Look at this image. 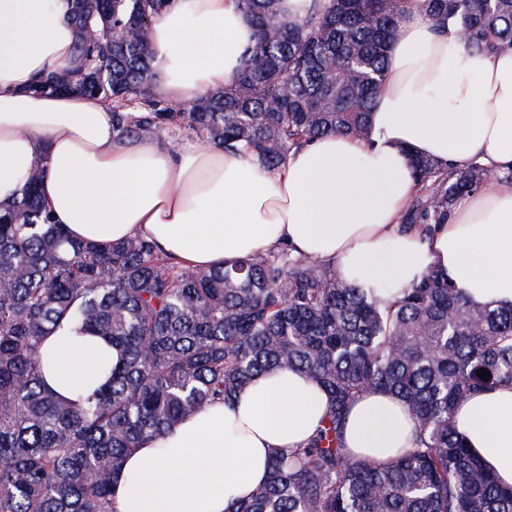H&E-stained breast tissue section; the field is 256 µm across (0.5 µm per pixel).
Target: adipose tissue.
<instances>
[{"instance_id":"ef3b65f1","label":"adipose tissue","mask_w":512,"mask_h":512,"mask_svg":"<svg viewBox=\"0 0 512 512\" xmlns=\"http://www.w3.org/2000/svg\"><path fill=\"white\" fill-rule=\"evenodd\" d=\"M146 37L156 94L185 103L223 88L257 31L236 0H170ZM75 39L69 0H0V204L12 203L40 165L41 197L76 240L144 236L190 269L287 247L392 300L435 271L472 302L512 304V189L485 183L425 235L400 222L416 191L412 157L454 170L474 161L512 168V48L468 50L406 0L369 138L328 134L270 171L244 147L118 137L114 103L101 96L35 92L41 79L75 67ZM118 361L117 349L74 323L42 347L45 382L69 401L99 388ZM328 405L305 374L258 375L231 400L145 440L114 482L115 512H227L267 482L274 452L322 427ZM452 417L482 464L512 486V386L470 395ZM418 436L405 404L379 390L350 406L342 433L352 454L379 463Z\"/></svg>"}]
</instances>
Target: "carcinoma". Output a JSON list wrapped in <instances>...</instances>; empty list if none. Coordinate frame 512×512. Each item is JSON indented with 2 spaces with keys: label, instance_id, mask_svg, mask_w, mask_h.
Listing matches in <instances>:
<instances>
[{
  "label": "carcinoma",
  "instance_id": "carcinoma-1",
  "mask_svg": "<svg viewBox=\"0 0 512 512\" xmlns=\"http://www.w3.org/2000/svg\"><path fill=\"white\" fill-rule=\"evenodd\" d=\"M167 2L71 0L84 68L52 83L112 98L121 137L189 130L225 151L248 146L266 169L307 140L368 135L405 0H330L293 25L279 20L278 0H238L258 43L224 88L186 105L151 93L142 33ZM419 2L469 50L512 47V0ZM411 167L418 190L402 224L444 223L490 177L476 162L450 172L415 157ZM42 177L34 168L0 205V512H114L127 455L271 369L312 377L331 395L329 412L230 512H512V487L469 453L452 420L468 395L512 385V306L473 303L435 272L395 301L370 296L287 248L190 269L142 236L77 241L42 202ZM65 321L123 355L77 403L41 372L43 340ZM368 390L400 397L419 427L417 446L390 463L342 444L348 407Z\"/></svg>",
  "mask_w": 512,
  "mask_h": 512
}]
</instances>
